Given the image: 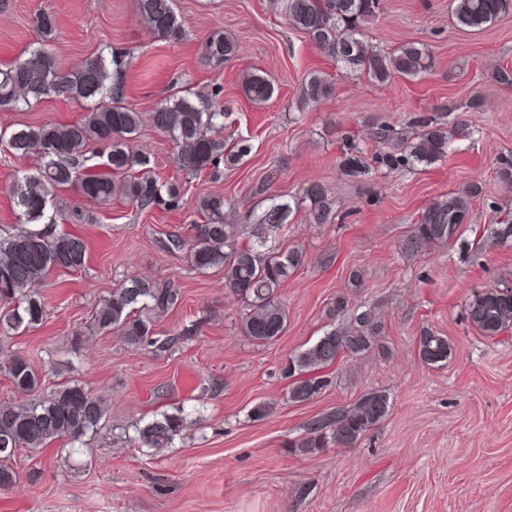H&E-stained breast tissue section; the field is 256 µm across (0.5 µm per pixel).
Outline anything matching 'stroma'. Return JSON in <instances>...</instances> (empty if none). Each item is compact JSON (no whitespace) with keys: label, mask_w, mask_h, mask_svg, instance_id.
Segmentation results:
<instances>
[{"label":"stroma","mask_w":512,"mask_h":512,"mask_svg":"<svg viewBox=\"0 0 512 512\" xmlns=\"http://www.w3.org/2000/svg\"><path fill=\"white\" fill-rule=\"evenodd\" d=\"M136 2L0 0V63L35 47L37 14H53L48 47L63 70L95 51L124 54L125 102L144 114L171 93L220 87L225 133L249 139L252 150L237 166L191 179L175 145L146 124L136 145L162 176L181 182L177 208L141 211L118 197L103 205L70 187L57 192L56 205L68 213L64 231L87 243L86 265L51 275L43 321L11 343L46 388L82 385L107 401L109 415L86 452L70 453L64 440L18 452V479L0 491V512H512V331L490 339L466 317L476 293L512 276V246L493 234L497 211L512 213V183L496 176L498 159L512 154V88L493 78L498 68L512 69V14L474 30L456 25L451 0H383L363 25L366 39L378 49L425 44L431 66L379 84L338 75L270 0H175L186 33L174 42L138 20ZM214 30L238 46L220 68L202 57ZM315 70L334 75L335 91L295 120L288 105ZM251 74L273 80L270 101L247 99L242 86ZM476 96L482 106L473 110ZM84 112L53 97L30 111L0 109V129L68 123ZM418 112L450 130L465 121L467 133L450 137L446 154L428 166L356 177L341 165L345 138L372 152L375 122L403 127ZM17 168L0 143L1 235L24 228L8 191ZM269 175V195L284 198L327 184L336 219L317 226L298 211L287 243L308 262L279 293L288 330L256 345L239 332L241 304L223 274L192 269L169 240L203 223L204 196L224 197L226 222L252 223L262 209L254 188ZM472 184L482 193L462 227L469 252L436 246L403 256L399 241L422 210ZM354 271L364 283L355 293ZM133 277L182 295L155 322L157 337L170 342L166 352L92 329L99 300ZM346 293L379 313L391 358H346L324 370L329 385L321 393L290 402L284 367L346 326L350 313L326 314ZM425 326L447 336L446 364L420 362L415 339ZM369 390L388 394L392 410L354 447H294L311 420ZM261 404L267 414L252 417ZM176 411L185 424L170 447L148 454L130 441L135 426Z\"/></svg>","instance_id":"obj_1"}]
</instances>
